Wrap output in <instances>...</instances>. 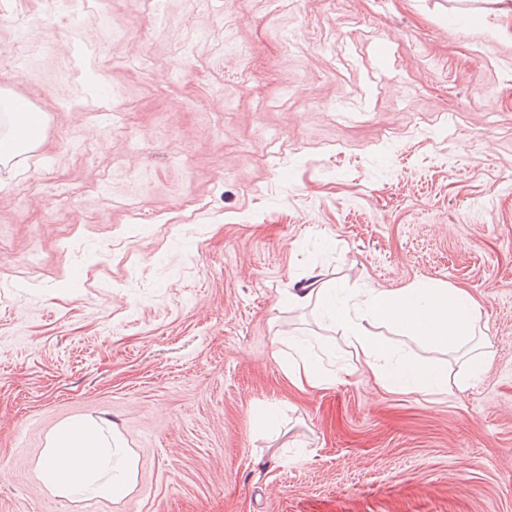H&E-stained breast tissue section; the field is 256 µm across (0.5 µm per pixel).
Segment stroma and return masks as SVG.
Returning <instances> with one entry per match:
<instances>
[{
    "label": "stroma",
    "instance_id": "obj_1",
    "mask_svg": "<svg viewBox=\"0 0 512 512\" xmlns=\"http://www.w3.org/2000/svg\"><path fill=\"white\" fill-rule=\"evenodd\" d=\"M47 8L0 0V81L46 119L0 167V512H512V17L85 0L68 26ZM324 282L466 289L468 345L380 334L452 376L483 353L482 374L377 387L320 302L289 304ZM282 336L334 353L335 384L293 388ZM76 417L125 438L132 494L35 478Z\"/></svg>",
    "mask_w": 512,
    "mask_h": 512
}]
</instances>
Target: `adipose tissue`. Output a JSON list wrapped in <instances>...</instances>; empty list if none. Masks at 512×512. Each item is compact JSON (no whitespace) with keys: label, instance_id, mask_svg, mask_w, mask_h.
Listing matches in <instances>:
<instances>
[{"label":"adipose tissue","instance_id":"1","mask_svg":"<svg viewBox=\"0 0 512 512\" xmlns=\"http://www.w3.org/2000/svg\"><path fill=\"white\" fill-rule=\"evenodd\" d=\"M318 298L327 317L342 329L362 358V371L387 391L403 393L462 387L482 371L484 361L467 360L463 373L449 381L439 364H423L394 357L390 341L367 331V324H396L408 335L425 338L437 350L459 348L472 336L476 303L459 288L412 285L398 290L366 289L363 295L337 300L333 289L306 288L290 294L300 306ZM286 374L298 389H326L335 379L320 370L318 360L302 341L288 338ZM137 461L120 433L102 422L81 418L52 430L36 464V474L55 495L68 499L118 501L127 497L136 481Z\"/></svg>","mask_w":512,"mask_h":512}]
</instances>
